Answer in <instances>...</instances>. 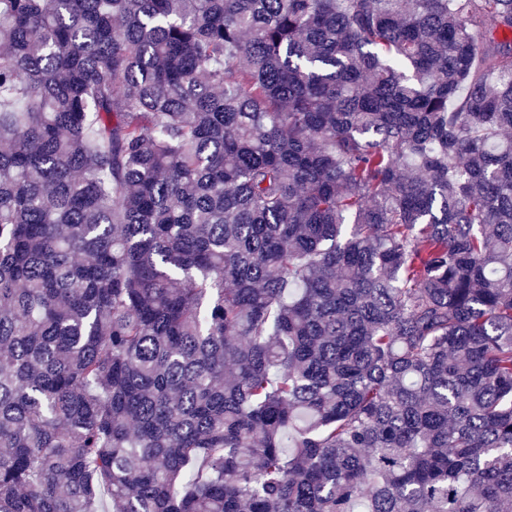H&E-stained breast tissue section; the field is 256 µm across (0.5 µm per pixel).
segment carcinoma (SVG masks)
I'll use <instances>...</instances> for the list:
<instances>
[{
  "label": "carcinoma",
  "instance_id": "1",
  "mask_svg": "<svg viewBox=\"0 0 512 512\" xmlns=\"http://www.w3.org/2000/svg\"><path fill=\"white\" fill-rule=\"evenodd\" d=\"M512 0H0V512H512Z\"/></svg>",
  "mask_w": 512,
  "mask_h": 512
}]
</instances>
